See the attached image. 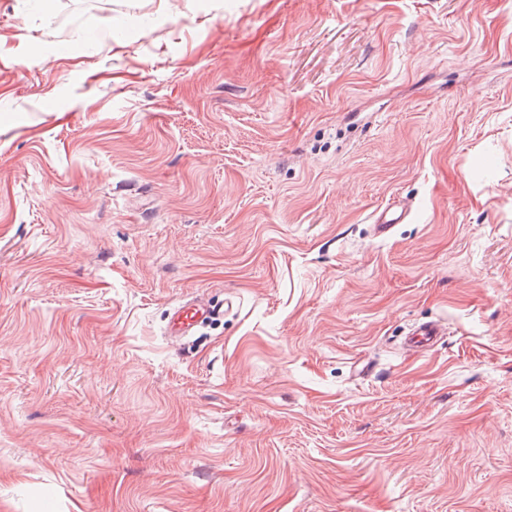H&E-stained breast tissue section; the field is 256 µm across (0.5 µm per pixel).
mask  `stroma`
I'll list each match as a JSON object with an SVG mask.
<instances>
[{"instance_id": "obj_1", "label": "stroma", "mask_w": 512, "mask_h": 512, "mask_svg": "<svg viewBox=\"0 0 512 512\" xmlns=\"http://www.w3.org/2000/svg\"><path fill=\"white\" fill-rule=\"evenodd\" d=\"M0 512H512V0H0ZM410 209L404 201H394L377 211L372 218V230L375 237H388L396 224L408 220ZM234 304L231 298L225 299L224 308L212 306L202 298L183 302L173 308L166 334L173 339L193 336L199 326L224 314V311H231ZM447 326L440 320H429L412 325L404 336L407 350L421 352L434 348L447 335Z\"/></svg>"}]
</instances>
